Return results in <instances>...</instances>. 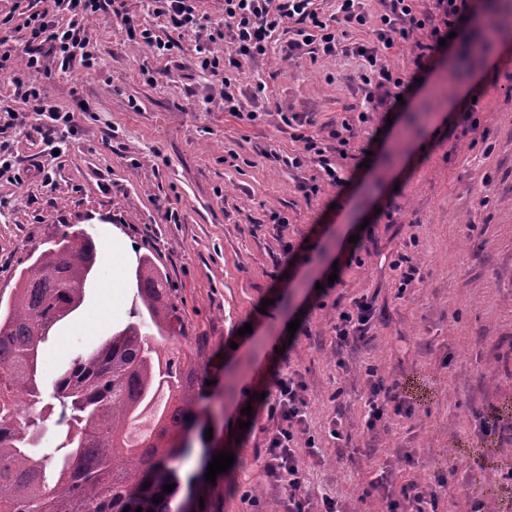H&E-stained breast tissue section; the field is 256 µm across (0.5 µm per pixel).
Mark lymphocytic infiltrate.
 Masks as SVG:
<instances>
[{
    "label": "lymphocytic infiltrate",
    "instance_id": "obj_1",
    "mask_svg": "<svg viewBox=\"0 0 512 512\" xmlns=\"http://www.w3.org/2000/svg\"><path fill=\"white\" fill-rule=\"evenodd\" d=\"M198 2L153 0V14L194 37L198 67L219 77L224 86L225 111L246 116L247 120H256L257 115L246 112L226 71L265 57L273 33L280 28L290 31L288 55L303 52L315 60L341 54L360 59L358 79L364 92L361 108L356 117L341 119L327 131V138L342 147L356 136L358 125L369 122L371 113L398 109V96L407 94L418 74L439 51L441 40L458 31L473 11V0H434L432 10L427 12L418 10L417 0H387L386 12L371 26L367 23L365 0H336L335 13L326 18L320 16L314 0H224L225 25L210 28L199 13ZM102 8L103 0H45L43 9H21L26 74L12 75L10 95H0V113L5 116L6 126H13L16 119L9 104L10 97L15 96L39 117L38 130L46 144H53L73 127V112L49 102L39 79L50 74L54 62L64 68L74 62L85 68L93 66V46L86 28ZM356 29L363 32V40H352ZM222 40L229 43V53L224 58L215 55L212 49L213 44ZM405 46L411 49V69L392 70L383 61L384 53ZM297 139L303 144L301 152L283 157V165L290 169L316 165L326 182L342 185L341 169L328 156L324 140L302 133ZM375 312L373 298L365 295L339 311L332 326L337 345L364 339ZM305 392L306 385L298 374H279L273 379L261 465L270 481L288 484L285 512H341L334 497L325 495L316 501L299 493L305 460L317 455L315 440L308 435Z\"/></svg>",
    "mask_w": 512,
    "mask_h": 512
}]
</instances>
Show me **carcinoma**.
I'll list each match as a JSON object with an SVG mask.
<instances>
[{"label": "carcinoma", "mask_w": 512, "mask_h": 512, "mask_svg": "<svg viewBox=\"0 0 512 512\" xmlns=\"http://www.w3.org/2000/svg\"><path fill=\"white\" fill-rule=\"evenodd\" d=\"M97 263L91 235L64 231L0 303V512H182L210 488L209 462L223 448L207 443L203 419L208 340L188 335L150 257L135 268L128 322L45 379L44 344L84 304ZM149 410L156 425L130 444L128 428ZM57 434L56 453H41ZM194 438L202 455L189 469Z\"/></svg>", "instance_id": "carcinoma-1"}]
</instances>
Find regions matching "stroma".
<instances>
[{
    "instance_id": "obj_1",
    "label": "stroma",
    "mask_w": 512,
    "mask_h": 512,
    "mask_svg": "<svg viewBox=\"0 0 512 512\" xmlns=\"http://www.w3.org/2000/svg\"><path fill=\"white\" fill-rule=\"evenodd\" d=\"M498 14L495 0H476L407 107L359 128L341 187L266 153L302 147L279 113H298L305 133L323 136L360 104L355 59L290 58L287 35H275L268 55L235 75L236 93L260 114L250 122L225 111L192 38L156 21L175 44L172 61L158 62L112 11L91 20L96 66L56 67L42 80L74 112L65 146L52 152L20 101V122L5 132L28 175L0 178V299L64 230L91 233L100 256L83 307L45 351V378L126 321L135 268L114 269L117 236L154 258L193 331L210 339L204 416L235 456L215 512H283L288 487L258 460L268 423L258 395L284 372L307 386L319 457L307 460L302 489L312 498L384 512L374 484L385 473L394 490L413 482L438 492L437 512H512V41H486L483 28ZM467 110L479 123L471 133ZM312 184L318 194L305 196ZM273 210L287 224L269 223ZM401 253L421 270L403 290L390 268ZM363 295L377 307L370 338L337 348L336 313ZM376 381L396 385L401 409L369 431L365 396ZM335 418L350 442L330 437Z\"/></svg>"
}]
</instances>
